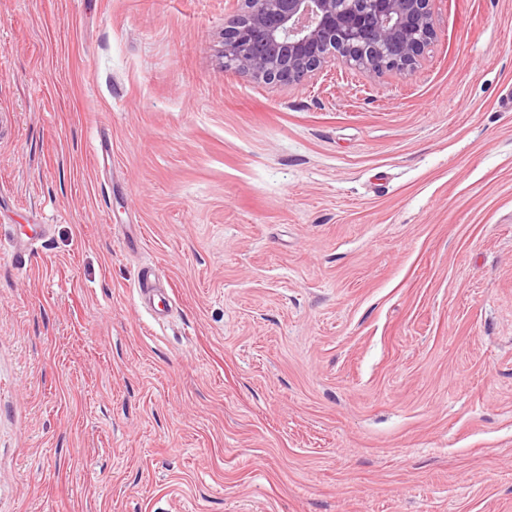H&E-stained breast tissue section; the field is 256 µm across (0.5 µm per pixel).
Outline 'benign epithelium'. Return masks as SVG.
Here are the masks:
<instances>
[{
    "mask_svg": "<svg viewBox=\"0 0 512 512\" xmlns=\"http://www.w3.org/2000/svg\"><path fill=\"white\" fill-rule=\"evenodd\" d=\"M224 25V70L294 85L336 62L407 74L434 37L432 0H242Z\"/></svg>",
    "mask_w": 512,
    "mask_h": 512,
    "instance_id": "1",
    "label": "benign epithelium"
}]
</instances>
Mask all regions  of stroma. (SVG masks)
Wrapping results in <instances>:
<instances>
[{
    "label": "stroma",
    "mask_w": 512,
    "mask_h": 512,
    "mask_svg": "<svg viewBox=\"0 0 512 512\" xmlns=\"http://www.w3.org/2000/svg\"><path fill=\"white\" fill-rule=\"evenodd\" d=\"M236 6L0 0V512H512V0L289 87ZM134 292L141 304L151 312L157 319H163L169 316L173 304L171 295L173 289L158 288L155 283V270L151 267H144L134 283Z\"/></svg>",
    "instance_id": "obj_1"
}]
</instances>
